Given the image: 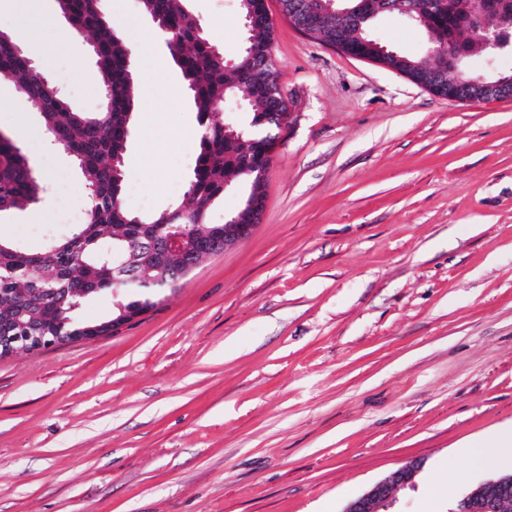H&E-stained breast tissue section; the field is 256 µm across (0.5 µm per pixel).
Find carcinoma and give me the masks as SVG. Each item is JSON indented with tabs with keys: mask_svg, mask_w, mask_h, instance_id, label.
<instances>
[{
	"mask_svg": "<svg viewBox=\"0 0 512 512\" xmlns=\"http://www.w3.org/2000/svg\"><path fill=\"white\" fill-rule=\"evenodd\" d=\"M184 0H140L142 11L157 20L156 28L168 31L167 49L183 79V87L193 101L200 127L198 156L187 183L186 203L148 216L127 212L119 200L128 149L131 116L134 110L135 53L132 46L100 12L99 0H58L63 15L73 28L86 33L96 46V67L109 107L105 115L73 109L61 94L46 86L35 63L17 55L12 37L0 32V76L15 81L18 92L42 112L45 128L62 135L66 147L84 177L83 190L93 201L91 216L82 224L47 233V248L25 252L14 243L0 239V336H14L18 323L42 329L49 322L65 328L81 327L78 310L87 299L101 294H118L117 301L127 308L148 310L155 305L156 292L170 288L185 276L182 260L167 259L169 275L143 266L131 274L112 278V257L140 250L148 239L160 238L176 228L188 235L206 225L212 203L224 193L247 181L246 170L259 163L267 145L258 142L253 130L268 126L262 119L287 115L284 97L274 98L254 73V63L242 52L232 63L224 53L214 51L203 23L189 13ZM475 0H427L412 21L422 24L426 37L443 30L456 35L462 49L484 51L485 70H470L469 57L459 58L456 69L446 73L440 95L448 87L470 81L481 88L512 72L501 68L503 56L512 53V18L493 14L479 16L481 29L492 38L475 44L466 34L463 22L476 14ZM375 19L357 26L340 25L334 14L323 17L314 35L324 43L343 44L351 56L370 51L375 42L370 31ZM275 23H258L246 39L258 46H272ZM417 58L389 51L385 64L393 70L412 73L408 62ZM243 95L250 104L246 124L224 119L215 112V103L229 96ZM30 165L23 149L11 138L0 135V214L36 202L43 190L30 176Z\"/></svg>",
	"mask_w": 512,
	"mask_h": 512,
	"instance_id": "1",
	"label": "carcinoma"
}]
</instances>
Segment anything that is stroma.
<instances>
[{
    "instance_id": "obj_1",
    "label": "stroma",
    "mask_w": 512,
    "mask_h": 512,
    "mask_svg": "<svg viewBox=\"0 0 512 512\" xmlns=\"http://www.w3.org/2000/svg\"><path fill=\"white\" fill-rule=\"evenodd\" d=\"M272 46L289 116L261 221L161 291L115 333L0 358V512H344L413 462L393 512H448L432 478L464 487L512 474V99L438 97L291 27L278 0ZM50 28L25 0L0 30L71 105L103 101L87 36L57 0ZM225 58L243 47L237 0H187ZM126 32L154 31L139 0H101ZM376 35L417 58L405 16ZM124 208L181 203L195 167L192 100L167 47L136 71ZM179 88L171 97V88ZM42 117L0 76V132L48 190L0 217L30 252L57 229L54 168L82 177L41 139ZM483 441V463L466 447Z\"/></svg>"
}]
</instances>
